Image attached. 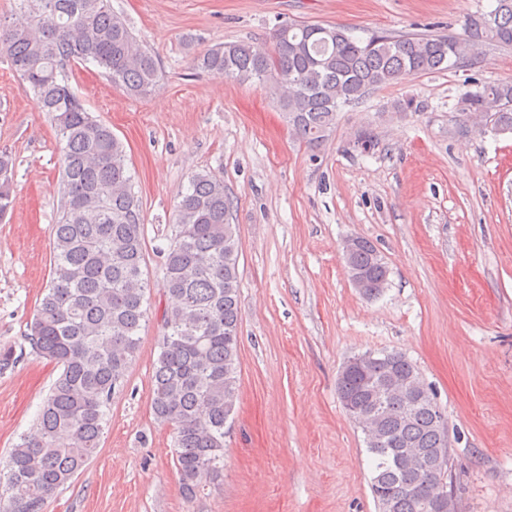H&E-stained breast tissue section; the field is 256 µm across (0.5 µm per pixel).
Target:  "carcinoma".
<instances>
[{"instance_id":"cac0c4a2","label":"carcinoma","mask_w":512,"mask_h":512,"mask_svg":"<svg viewBox=\"0 0 512 512\" xmlns=\"http://www.w3.org/2000/svg\"><path fill=\"white\" fill-rule=\"evenodd\" d=\"M29 24L0 19V49L25 70L40 111L51 115L61 144L63 200L50 226L51 278L26 336L31 353L59 369L33 426L0 457V512H45L99 446L112 400L127 386L148 318L144 224L125 145L92 116L69 83V67L92 61L130 96L151 93L160 78L154 53L138 43L110 0H18ZM512 46V0H495L456 34L366 40L340 25L284 23L271 45L217 44L197 69L280 92L294 133L316 147L343 107L413 74L462 67L476 42ZM456 104L463 135L488 124L512 132V82L466 80ZM16 202L11 155L0 152V219ZM224 176L191 174L175 207L166 247L158 250L165 293L164 333L153 364L151 414L170 429L182 495L224 477V428L239 396V242L230 223ZM365 276L363 294L387 284L388 268L367 239L345 257ZM338 392L365 433L379 512L425 508L448 480V432L434 393L400 352H366L341 371Z\"/></svg>"}]
</instances>
